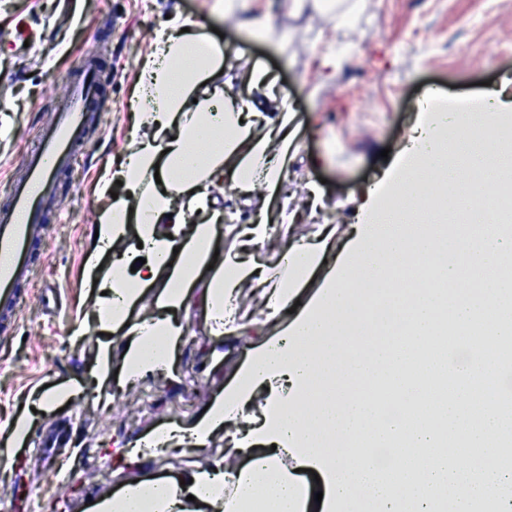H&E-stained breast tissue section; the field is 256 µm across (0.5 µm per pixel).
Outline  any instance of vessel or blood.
Masks as SVG:
<instances>
[{"label":"vessel or blood","instance_id":"obj_1","mask_svg":"<svg viewBox=\"0 0 512 512\" xmlns=\"http://www.w3.org/2000/svg\"><path fill=\"white\" fill-rule=\"evenodd\" d=\"M100 93L97 63L87 59L67 74L64 95L34 148L23 154L21 177L12 180L0 205V312L15 313L19 285L32 273V256L42 241L46 215L60 206L58 179L76 159L87 132L88 114Z\"/></svg>","mask_w":512,"mask_h":512}]
</instances>
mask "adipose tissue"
I'll return each mask as SVG.
<instances>
[{
    "label": "adipose tissue",
    "instance_id": "adipose-tissue-1",
    "mask_svg": "<svg viewBox=\"0 0 512 512\" xmlns=\"http://www.w3.org/2000/svg\"><path fill=\"white\" fill-rule=\"evenodd\" d=\"M191 20L156 33L141 63L135 145L123 165L106 172L101 194L122 193L99 211L98 238L88 254L84 283L100 331L116 333L97 348L91 372L136 383L172 369L185 327L176 317L197 306L211 336L237 337L247 326L241 304L256 301L263 323L279 325L251 345L236 377L219 387L192 426L170 424L119 449L118 465L142 468L158 445L191 444L219 457L198 466L189 483L142 473L122 480L93 512H512V470L496 465L492 438L512 437V416L501 393L477 371L512 347V287L472 286L460 270L495 263L512 276V226L479 239L459 225L418 224L398 208L394 190L421 198L416 172L440 177L449 209L467 206L451 194L460 162L435 151L438 136L483 141L474 165L488 181L503 168L501 136L512 126V105L490 93L492 111L465 120L421 113L406 147L353 209L348 224L317 225L313 234L283 240L277 269L245 261L270 238L268 203L284 180L282 156L294 146L290 115H272L261 101L271 94L268 74L249 76L250 98L224 81L228 58L198 35ZM228 185L240 204L259 214L240 226L238 251L215 256L212 238L224 210L210 189ZM418 234H411V224ZM136 236L144 262L115 256ZM111 256L101 270L103 256ZM424 264L421 284L400 300L390 292L395 261ZM212 267L208 281L199 271ZM317 290L307 287L317 269ZM371 284L400 317L380 324L371 339L358 336L362 315L345 286ZM497 319L485 324L486 311ZM465 333L467 360L450 368L434 353L448 321ZM401 394L407 417L381 421L385 390ZM484 449L483 464L460 461L449 448ZM395 449L396 466L380 468L378 447Z\"/></svg>",
    "mask_w": 512,
    "mask_h": 512
}]
</instances>
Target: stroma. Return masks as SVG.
Here are the masks:
<instances>
[{"mask_svg":"<svg viewBox=\"0 0 512 512\" xmlns=\"http://www.w3.org/2000/svg\"><path fill=\"white\" fill-rule=\"evenodd\" d=\"M341 3L351 11L339 25L316 0L300 10L290 0H250L251 14L271 22L270 37L255 39L240 28V15L216 13L217 0H0V30L11 31L19 14L43 30L29 53L0 45V198L60 105L68 71L89 56L101 65L100 104L62 179L61 212L48 219L16 321L0 323V435L45 386L79 383L85 392L63 411L37 414L24 447L0 443L4 512H41V498L52 495L57 512H90L118 489L115 449L153 429L198 420L256 339L248 333L226 349L223 338L203 336L197 308L182 309L174 375L113 389L107 404L89 379L103 337L89 322L83 270L96 214L110 203L98 194V180L132 147L145 44L167 17L208 20L203 36L231 58L226 80L245 94L250 72L265 68L274 93L265 110H292L299 151L287 160L269 211L309 183L323 199L319 214L302 212L297 238L314 224L335 223L340 202L374 183L386 165L381 150L401 147L427 94L461 101L491 87L512 96V0Z\"/></svg>","mask_w":512,"mask_h":512,"instance_id":"1","label":"stroma"}]
</instances>
